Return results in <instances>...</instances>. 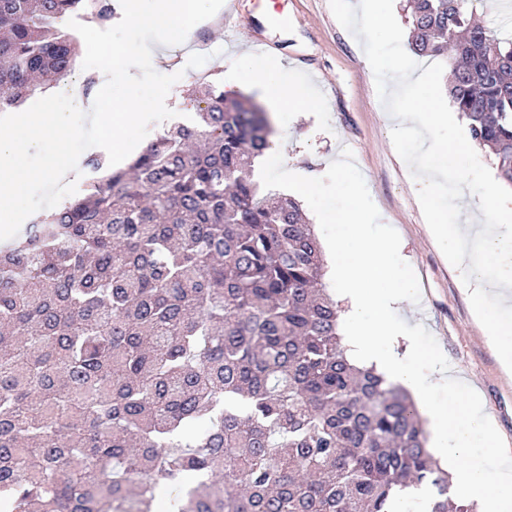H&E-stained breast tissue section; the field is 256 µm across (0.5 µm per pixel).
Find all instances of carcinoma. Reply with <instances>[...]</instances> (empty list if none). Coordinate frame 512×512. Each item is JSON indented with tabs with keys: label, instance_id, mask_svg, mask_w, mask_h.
Listing matches in <instances>:
<instances>
[{
	"label": "carcinoma",
	"instance_id": "1",
	"mask_svg": "<svg viewBox=\"0 0 512 512\" xmlns=\"http://www.w3.org/2000/svg\"><path fill=\"white\" fill-rule=\"evenodd\" d=\"M409 45L448 59V93L512 185V38L464 0H408ZM73 14L110 0H0V112L65 77ZM196 120L147 143L0 247V512H392L448 498L415 406L338 333L299 202L252 163L265 112L217 81ZM409 497L417 498L421 504L420 512H429L431 507V499L429 497V488L425 485L409 489V495L399 498L396 501L395 511L397 512H418L419 503L411 500L408 503V511L406 508V501Z\"/></svg>",
	"mask_w": 512,
	"mask_h": 512
}]
</instances>
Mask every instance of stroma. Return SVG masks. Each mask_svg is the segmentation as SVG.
Segmentation results:
<instances>
[{
	"label": "stroma",
	"mask_w": 512,
	"mask_h": 512,
	"mask_svg": "<svg viewBox=\"0 0 512 512\" xmlns=\"http://www.w3.org/2000/svg\"><path fill=\"white\" fill-rule=\"evenodd\" d=\"M193 33L206 45V64L186 69L192 49L185 44L168 68L181 75L169 94L182 101L185 119L195 112L186 100L188 89L225 74L227 59L254 50L261 40L269 43V56L281 62L286 80H302L313 89V99L299 114L279 111L260 91L252 96L267 112L275 138L287 140L293 166L321 170L344 154L368 232H393L404 241L405 259L398 270L420 287L417 305L406 314L416 326L418 345L443 358L462 389L480 396L499 436L512 444V376L503 373L456 271L434 240L410 188V171L392 144L363 48L337 22L329 0H238L233 12H221L218 24L201 23ZM335 184V176H325L318 194L299 199L322 242L340 232L339 224L323 219L337 205Z\"/></svg>",
	"instance_id": "1"
}]
</instances>
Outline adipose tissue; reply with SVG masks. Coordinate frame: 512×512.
I'll use <instances>...</instances> for the list:
<instances>
[{
	"label": "adipose tissue",
	"instance_id": "adipose-tissue-1",
	"mask_svg": "<svg viewBox=\"0 0 512 512\" xmlns=\"http://www.w3.org/2000/svg\"><path fill=\"white\" fill-rule=\"evenodd\" d=\"M214 0H127L129 23L153 31L157 44L146 51L155 64L167 62L169 48L178 46L193 22L214 17ZM229 88L251 87L269 95L279 111L294 112L310 98L306 86L285 81L281 66L266 56L245 53L232 63ZM340 206L327 217L343 227V234L329 250L336 280L337 300L344 318V343L358 364L375 366L386 379L411 391L417 407L429 422L438 455L453 464L452 490L483 505L484 512H512V474L490 467L485 451H497L500 441L476 398L463 395L447 367L423 375L408 365L417 356L412 329L397 315L415 300V282L398 279L392 258L400 250L396 236L366 234L365 218L354 188L338 183ZM448 385V400L435 402L434 386Z\"/></svg>",
	"mask_w": 512,
	"mask_h": 512
}]
</instances>
